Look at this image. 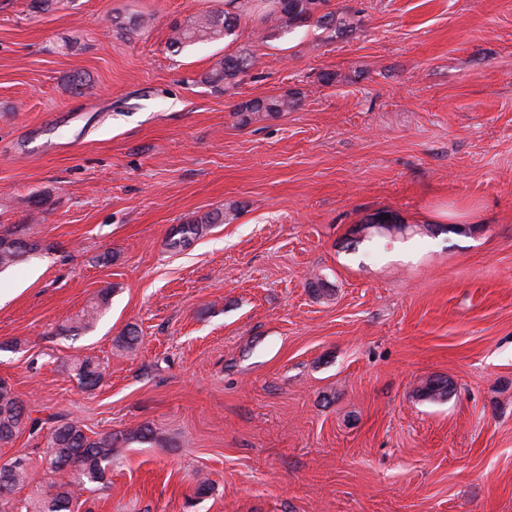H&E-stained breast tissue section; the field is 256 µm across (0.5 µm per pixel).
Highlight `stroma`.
Returning <instances> with one entry per match:
<instances>
[{
    "instance_id": "stroma-1",
    "label": "stroma",
    "mask_w": 512,
    "mask_h": 512,
    "mask_svg": "<svg viewBox=\"0 0 512 512\" xmlns=\"http://www.w3.org/2000/svg\"><path fill=\"white\" fill-rule=\"evenodd\" d=\"M212 6L0 0V226L43 245L0 272V378L33 421L0 463L39 465L59 414L157 435L75 512H512V0H330L352 30L250 23L173 53L170 23ZM117 13L154 23L128 38ZM242 46L251 80L202 83ZM285 93L292 112L236 126ZM379 213L406 232H362ZM435 378L447 397L421 398ZM297 104L298 101L288 94L254 98L239 104L233 116L236 124L245 128L255 122L279 118L285 112H292ZM238 211L239 204L233 201L210 211L194 215L172 230L166 245L172 250L187 247L193 241L206 235L214 224H224V221L232 220ZM111 295V288L101 290L95 301L87 306V308L83 309L82 314L77 315L74 322H71L70 325L63 326L61 328V332L76 336L80 334L81 331L89 328L97 319L101 308L103 306H108ZM72 375L85 389H94L103 381L106 368L92 357L76 360L72 367Z\"/></svg>"
}]
</instances>
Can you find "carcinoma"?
Segmentation results:
<instances>
[{"label":"carcinoma","mask_w":512,"mask_h":512,"mask_svg":"<svg viewBox=\"0 0 512 512\" xmlns=\"http://www.w3.org/2000/svg\"><path fill=\"white\" fill-rule=\"evenodd\" d=\"M329 0H224V7L193 14L170 24V48L178 52L202 42H214L236 35L242 23L256 18L264 31L263 40L282 37L294 29L314 20L327 29L331 26L347 28V19L326 10ZM112 25L131 38L147 31L153 16L135 14L129 17L114 15ZM258 58L248 48L226 53L202 77L212 88L226 90L241 85L256 68ZM298 101L287 94L254 98L239 104L235 112L236 124L245 128L255 122L276 119L297 107ZM239 204L230 202L210 211L194 215L177 225L170 233L166 245L177 250L206 235L216 224L233 219ZM41 249L36 241L25 239L24 230L8 228L0 231V270H6L27 255ZM112 289L100 291L97 298L82 314L61 332L74 336L89 328L97 319L101 308L109 304ZM138 342L136 330L127 327L116 338V347L123 352L134 350ZM71 371L86 389H94L103 381L106 368L92 357L76 360ZM29 413L23 400L11 385L0 379V442H9L26 427ZM50 431L41 456L42 469L54 475L33 503L22 500H0V512H72L76 492L92 485L99 490L106 487L107 472L112 466V452L118 435L106 433L89 437L81 425L60 415L48 418ZM34 479L33 467L23 458L0 464V487L15 492Z\"/></svg>","instance_id":"1"}]
</instances>
